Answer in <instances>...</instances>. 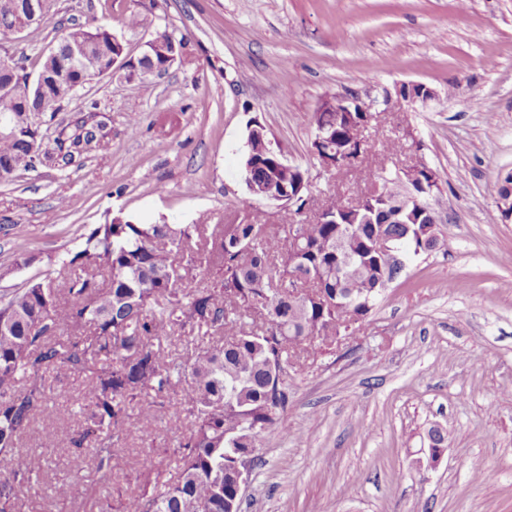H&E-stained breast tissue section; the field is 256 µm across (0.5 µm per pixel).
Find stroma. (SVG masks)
Segmentation results:
<instances>
[{
    "instance_id": "obj_1",
    "label": "stroma",
    "mask_w": 512,
    "mask_h": 512,
    "mask_svg": "<svg viewBox=\"0 0 512 512\" xmlns=\"http://www.w3.org/2000/svg\"><path fill=\"white\" fill-rule=\"evenodd\" d=\"M90 17L132 57L160 33L185 40L187 54L138 91L117 78L84 85L42 124L51 140L93 108L107 127L81 164L0 180V299L48 278L65 289L63 260L116 216L306 224L327 191L351 202L375 168L426 162L443 181V246L407 264L354 338L288 369L290 407L257 445L241 512H512V222L495 219L498 177L512 169V0H57L47 23L0 41V55L27 56L37 75L38 55ZM404 83L439 99L385 109ZM348 94L378 113L370 139L400 149L328 173L311 154V115ZM254 121L307 170L303 211L248 195ZM408 128L419 147L404 141ZM86 382L48 375L44 408L18 442L44 458L21 512H117L144 484L146 456L170 479L179 438L162 422L130 418L106 475L92 449L45 439L50 422L78 423ZM435 428L448 440L433 463ZM74 477L83 495L55 497Z\"/></svg>"
}]
</instances>
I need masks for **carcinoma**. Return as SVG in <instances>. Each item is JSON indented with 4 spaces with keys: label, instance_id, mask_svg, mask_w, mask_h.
<instances>
[{
    "label": "carcinoma",
    "instance_id": "cac0c4a2",
    "mask_svg": "<svg viewBox=\"0 0 512 512\" xmlns=\"http://www.w3.org/2000/svg\"><path fill=\"white\" fill-rule=\"evenodd\" d=\"M18 0H0V36L15 34ZM152 57H128L125 43L95 21L74 22L54 47L40 56L36 80L28 82L26 57H7L14 85L0 78V119L15 121L17 133L0 136V180L13 175L10 162L35 151L28 167L56 165V158L82 157L91 147L83 133L64 132L46 144L35 119L55 118L76 89L116 72L128 82L153 70L160 75L185 55L186 42L162 33ZM90 47L75 64L71 52ZM243 182L266 181L276 189L296 179L277 154L247 138ZM376 181L378 195H362L359 211L325 203L337 217L299 224L295 244L288 225L244 221L222 224L191 247L197 225L137 224L129 220L94 225L83 248L68 262L66 297L50 280L34 283L0 302V512H20L18 492L31 489L42 460L17 450L20 436L45 404L48 371L87 373L82 419L77 428H45V436L76 447H93L97 469L110 467L119 449L112 438L129 411L146 416L158 400L181 385L177 407L167 408L166 425L185 430L175 457L176 476L146 481L122 512H226L235 492L224 481L238 450L255 444L277 426L289 405L281 375L302 354L352 336L384 289L377 274L384 249L401 256L429 254L426 222L416 211L405 223L388 222L392 203L404 189L394 180ZM348 245L336 251V241ZM208 250L218 253L219 280L212 288L180 287L183 271ZM71 329L76 335L62 338ZM194 335L193 360L169 359L162 347L176 330Z\"/></svg>",
    "mask_w": 512,
    "mask_h": 512
}]
</instances>
